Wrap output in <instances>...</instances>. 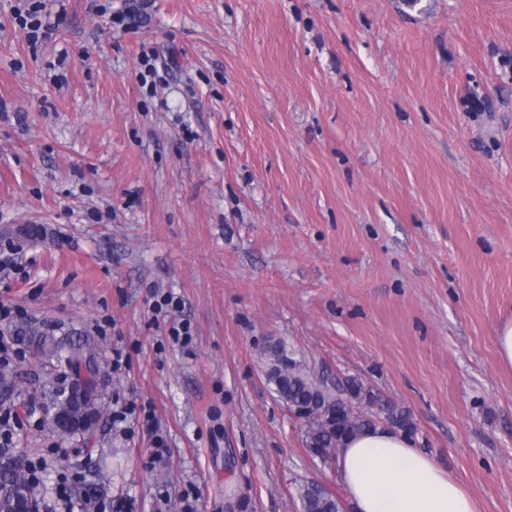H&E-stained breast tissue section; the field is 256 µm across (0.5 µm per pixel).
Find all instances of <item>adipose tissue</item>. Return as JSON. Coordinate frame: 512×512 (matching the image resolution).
I'll return each mask as SVG.
<instances>
[{"instance_id":"ef3b65f1","label":"adipose tissue","mask_w":512,"mask_h":512,"mask_svg":"<svg viewBox=\"0 0 512 512\" xmlns=\"http://www.w3.org/2000/svg\"><path fill=\"white\" fill-rule=\"evenodd\" d=\"M337 468L353 512H475L446 471L386 427L346 442Z\"/></svg>"}]
</instances>
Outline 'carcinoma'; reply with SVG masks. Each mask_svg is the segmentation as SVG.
I'll list each match as a JSON object with an SVG mask.
<instances>
[{"label": "carcinoma", "mask_w": 512, "mask_h": 512, "mask_svg": "<svg viewBox=\"0 0 512 512\" xmlns=\"http://www.w3.org/2000/svg\"><path fill=\"white\" fill-rule=\"evenodd\" d=\"M14 341L35 347L39 356V389L49 413L80 415V398L98 394L103 365L94 341L86 336L66 333L56 337L36 325H21L13 331ZM267 361L266 377L274 386L279 401L305 422L304 447L312 459L329 467L336 462L339 448L347 438L385 425L411 434L414 425L409 414L376 395L355 379L340 385L317 373L308 364L288 355L281 341L264 349ZM49 429L63 440L81 432V428L66 420L48 423ZM23 483L29 494L24 467L0 470V485ZM301 512H344L342 499L328 489L311 483L300 490Z\"/></svg>", "instance_id": "obj_1"}]
</instances>
